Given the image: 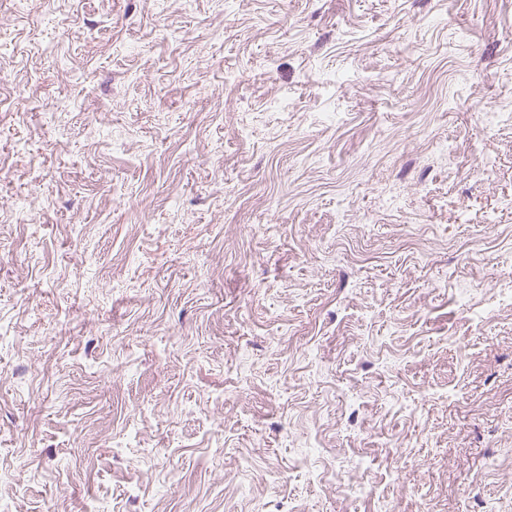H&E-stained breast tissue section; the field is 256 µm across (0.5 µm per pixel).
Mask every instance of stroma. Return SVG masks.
Listing matches in <instances>:
<instances>
[{
    "mask_svg": "<svg viewBox=\"0 0 512 512\" xmlns=\"http://www.w3.org/2000/svg\"><path fill=\"white\" fill-rule=\"evenodd\" d=\"M510 286L512 0L0 5L8 512H512Z\"/></svg>",
    "mask_w": 512,
    "mask_h": 512,
    "instance_id": "stroma-1",
    "label": "stroma"
}]
</instances>
